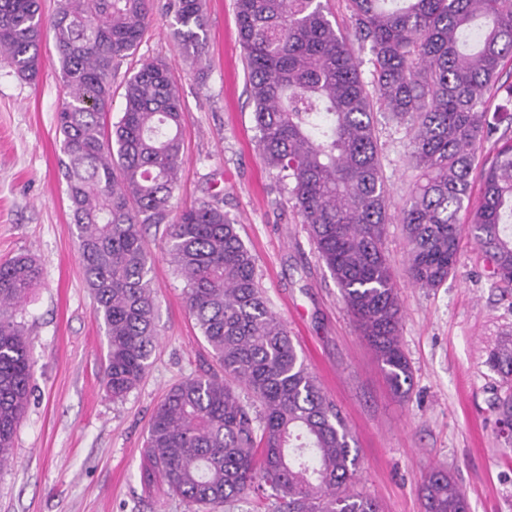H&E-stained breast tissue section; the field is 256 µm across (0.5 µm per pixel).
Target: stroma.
Masks as SVG:
<instances>
[{
	"instance_id": "35a3bbf8",
	"label": "stroma",
	"mask_w": 512,
	"mask_h": 512,
	"mask_svg": "<svg viewBox=\"0 0 512 512\" xmlns=\"http://www.w3.org/2000/svg\"><path fill=\"white\" fill-rule=\"evenodd\" d=\"M166 2L154 0L149 30L135 57L115 71L113 88L121 90L141 59L162 61L170 71L185 106V157L173 203L217 202L238 225L271 309L350 430L359 489L384 512H424L420 485L440 468L465 493L469 512H512V459L495 427L496 403L512 388V377L488 363L512 335V286L492 277L467 235L443 285L410 284L409 245L398 217L416 172L405 129L375 112L391 217L384 249L399 287L401 343L413 371L408 396L396 397L285 183L256 147L234 0H206L207 39L198 58L187 57L174 39ZM39 56L33 84L0 64V263L26 254L42 269L17 316L29 342L33 393L12 458L0 467V512H192L160 482L146 481L145 440L167 390L214 361L186 310L163 232L152 229L146 242L159 341L140 385L121 401L107 394L104 325L93 313L59 170L62 79L52 30L44 31Z\"/></svg>"
}]
</instances>
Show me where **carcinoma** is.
Segmentation results:
<instances>
[{"instance_id": "carcinoma-1", "label": "carcinoma", "mask_w": 512, "mask_h": 512, "mask_svg": "<svg viewBox=\"0 0 512 512\" xmlns=\"http://www.w3.org/2000/svg\"><path fill=\"white\" fill-rule=\"evenodd\" d=\"M150 6L57 0L46 19L40 0H0V60L19 79H36L45 25L54 32L63 82L61 173L85 281L105 327V387L121 400L150 366L159 330L144 230L162 224L186 309L219 366L172 386L151 416L146 458L166 493L202 509L268 488L277 512H382L354 489L359 456L350 433L269 307L236 226L205 200L173 214L184 108L168 69L141 61L124 83L119 120H110L112 74L136 54ZM234 8L258 150L287 181L359 334L405 398L413 376L383 247L389 215L374 112L405 127L420 171L400 216L412 283L438 288L455 271L464 210L492 276L512 283V138L497 136L512 121V85L506 103L491 105L499 67L512 55V0H351L354 35L370 43L369 85L323 0H235ZM169 11L183 48L199 54L202 0H169ZM486 142L493 151L470 209L475 157ZM40 279L28 255L0 264V467L12 457L29 396L28 343L16 316ZM489 363L512 376L511 337ZM240 387L253 402L240 399ZM496 423L512 433L511 391L499 399ZM421 496L424 512H468L446 470L427 473Z\"/></svg>"}]
</instances>
